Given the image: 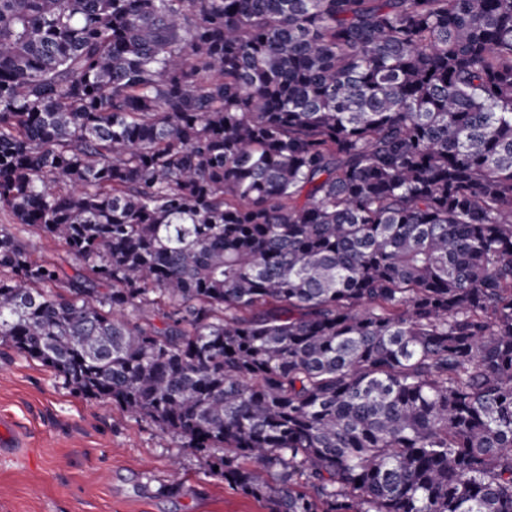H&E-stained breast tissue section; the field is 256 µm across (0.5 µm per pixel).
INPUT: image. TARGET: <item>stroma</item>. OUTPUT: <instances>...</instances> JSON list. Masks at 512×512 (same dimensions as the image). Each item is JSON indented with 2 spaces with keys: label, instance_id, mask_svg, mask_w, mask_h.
<instances>
[{
  "label": "stroma",
  "instance_id": "stroma-1",
  "mask_svg": "<svg viewBox=\"0 0 512 512\" xmlns=\"http://www.w3.org/2000/svg\"><path fill=\"white\" fill-rule=\"evenodd\" d=\"M24 446L0 460V512H269L206 460L0 344V416ZM174 494H166V487Z\"/></svg>",
  "mask_w": 512,
  "mask_h": 512
}]
</instances>
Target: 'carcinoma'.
<instances>
[{"instance_id": "cac0c4a2", "label": "carcinoma", "mask_w": 512, "mask_h": 512, "mask_svg": "<svg viewBox=\"0 0 512 512\" xmlns=\"http://www.w3.org/2000/svg\"><path fill=\"white\" fill-rule=\"evenodd\" d=\"M0 210V343L271 512H512V0H0ZM20 235L28 243L29 249L33 252L35 256H39L42 254L51 255L56 260L62 262L66 266L67 270L71 272L68 265L69 263H72V261L62 246H55L52 247L51 249H48L46 247L45 240L43 238H40L38 235L28 231H23L20 233Z\"/></svg>"}]
</instances>
